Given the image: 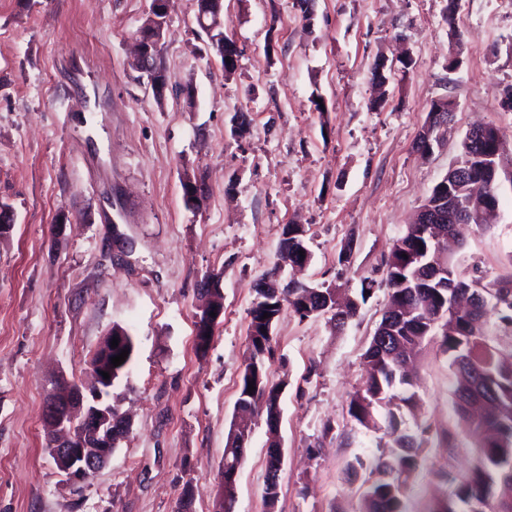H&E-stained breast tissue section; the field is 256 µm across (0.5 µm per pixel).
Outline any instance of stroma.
<instances>
[{"instance_id": "35a3bbf8", "label": "stroma", "mask_w": 512, "mask_h": 512, "mask_svg": "<svg viewBox=\"0 0 512 512\" xmlns=\"http://www.w3.org/2000/svg\"><path fill=\"white\" fill-rule=\"evenodd\" d=\"M446 5L313 0L306 14L295 0H224V33L241 50L228 75L196 37L195 0H172L159 99L130 66L150 0H0V204L15 214L0 238V512H177L189 480L195 512H213L253 286L288 224L307 231L301 281L337 285L360 304L338 332L287 309L272 328L269 376L286 383L277 512H359L345 468L376 453L381 435L351 421L348 405L388 300L385 260L473 125L501 129L512 167V110L502 105L512 0H462L451 25ZM407 56L408 72L373 83L377 59ZM443 96L454 121L419 155L430 104ZM185 171L209 189L196 210L184 202ZM511 254L506 186L496 220L464 226L451 256L490 280ZM207 273L222 277L224 315L201 355L194 324ZM116 325L134 342L114 389L131 430L78 489L47 450L46 398L58 382L90 381ZM440 343L431 337L417 363L420 419L455 441L424 449L415 512L446 494L439 471L466 474L477 456ZM267 438L258 423L235 512H265Z\"/></svg>"}]
</instances>
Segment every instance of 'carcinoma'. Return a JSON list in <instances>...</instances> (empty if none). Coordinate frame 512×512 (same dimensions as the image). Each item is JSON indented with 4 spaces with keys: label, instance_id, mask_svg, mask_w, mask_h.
Returning a JSON list of instances; mask_svg holds the SVG:
<instances>
[{
    "label": "carcinoma",
    "instance_id": "carcinoma-1",
    "mask_svg": "<svg viewBox=\"0 0 512 512\" xmlns=\"http://www.w3.org/2000/svg\"><path fill=\"white\" fill-rule=\"evenodd\" d=\"M505 144L503 132L489 126L487 137L474 144L462 141L461 158L453 174L457 186L455 197L471 211L483 204L469 187L484 178L489 157ZM418 250L417 237L411 231L396 239L385 262L386 280L390 288L388 302L399 307H425L423 315H413L400 322L385 324L380 320L375 333L389 329L397 340L398 354L369 343L364 359L368 372L362 387L351 397L348 415L356 424L374 430H385L392 445L383 448L371 463L356 456L347 465L349 476L362 478L361 512H407L406 497L417 471L423 463L421 449L429 444L430 427L415 424L408 428L405 416L416 415L419 397L413 383L400 365L398 357L414 360L431 337L442 336L441 348L448 355L455 381L452 389L453 409L461 425L477 438L480 455L469 473L458 476L448 471L442 475L449 486L448 497L428 504L425 512H512V368L503 367L496 358L495 347L487 339L486 325L494 317L498 326L512 331V256L508 271L483 282L481 277H468L467 287H478L484 295L482 306L475 312L459 313L449 302L447 288H400L393 274L414 264ZM304 288L281 289L270 294L254 289L249 310L248 344L250 356L240 374L236 405L251 408L253 419L263 417L262 404L275 397L281 384L270 381L265 358L272 353V339L261 335L263 315H279L286 308L300 318L313 316L319 301L305 303L299 298ZM128 350L124 363L118 366L112 384L126 374L132 360L134 344L126 343L112 350L116 356ZM254 390L248 391V384Z\"/></svg>",
    "mask_w": 512,
    "mask_h": 512
}]
</instances>
